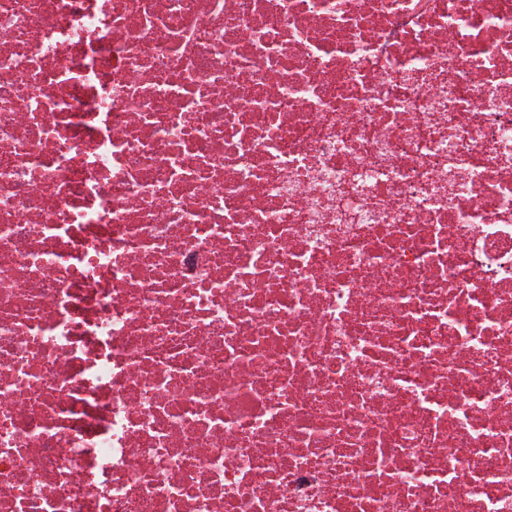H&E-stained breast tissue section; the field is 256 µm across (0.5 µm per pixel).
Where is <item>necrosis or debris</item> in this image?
Returning <instances> with one entry per match:
<instances>
[{
  "instance_id": "4bbe7bcc",
  "label": "necrosis or debris",
  "mask_w": 512,
  "mask_h": 512,
  "mask_svg": "<svg viewBox=\"0 0 512 512\" xmlns=\"http://www.w3.org/2000/svg\"><path fill=\"white\" fill-rule=\"evenodd\" d=\"M0 512H512V0H0Z\"/></svg>"
}]
</instances>
